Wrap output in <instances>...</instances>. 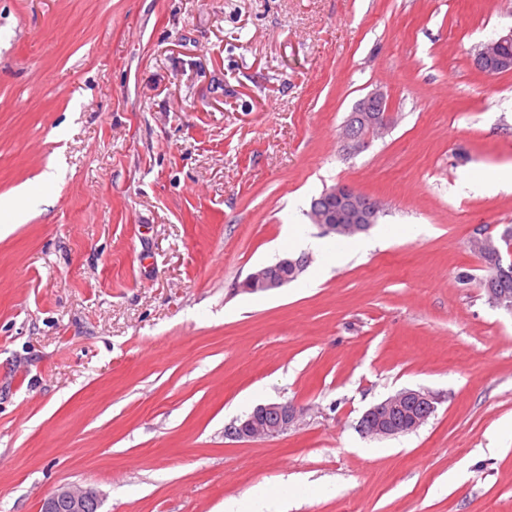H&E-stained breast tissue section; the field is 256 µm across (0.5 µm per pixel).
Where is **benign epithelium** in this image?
Returning <instances> with one entry per match:
<instances>
[{
  "instance_id": "7a95c632",
  "label": "benign epithelium",
  "mask_w": 512,
  "mask_h": 512,
  "mask_svg": "<svg viewBox=\"0 0 512 512\" xmlns=\"http://www.w3.org/2000/svg\"><path fill=\"white\" fill-rule=\"evenodd\" d=\"M512 44V31L493 41L480 44L474 54L477 67L486 68L491 74L512 71V57L503 49ZM355 126L361 131L354 134L346 131L342 144L351 155L362 152L370 139L383 135L392 128L395 117L386 94L376 90L360 99L354 109ZM335 206L318 213L316 224L322 234L346 231L352 227L358 233L375 223L382 208L381 201L363 195L346 184H338L326 190ZM302 259L282 258L274 263L257 268L248 275L244 286L250 291L270 292L288 283L283 274L286 267L299 269ZM439 398L432 392L416 389H402L369 408L359 422V428L370 438H394L420 428L426 419L411 416L403 422L394 419V413L409 405L423 404L434 410ZM300 410L290 403L269 402L253 409L246 417L238 419L224 429L225 436L234 440L253 441L276 437L296 423ZM90 490L79 486L61 487L44 501V512H51V502L61 498L70 505L71 512H82L83 504Z\"/></svg>"
}]
</instances>
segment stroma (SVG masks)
<instances>
[{
  "instance_id": "obj_1",
  "label": "stroma",
  "mask_w": 512,
  "mask_h": 512,
  "mask_svg": "<svg viewBox=\"0 0 512 512\" xmlns=\"http://www.w3.org/2000/svg\"><path fill=\"white\" fill-rule=\"evenodd\" d=\"M511 31L507 0H0V197L26 213L0 232V512L73 484L99 512L260 484L288 512H512V311L470 248L512 192L460 189L512 165V72L473 62ZM376 89L398 121L345 155ZM341 183L385 207L364 250L243 290L289 234L342 246L308 216ZM404 388L435 413L363 436ZM269 402L298 422L225 437ZM439 398L432 392L416 389H402L369 408L359 422V428L370 438H394L420 428L426 418L411 415L407 420L398 422L394 419L397 410H404L413 404L427 405L435 410Z\"/></svg>"
}]
</instances>
